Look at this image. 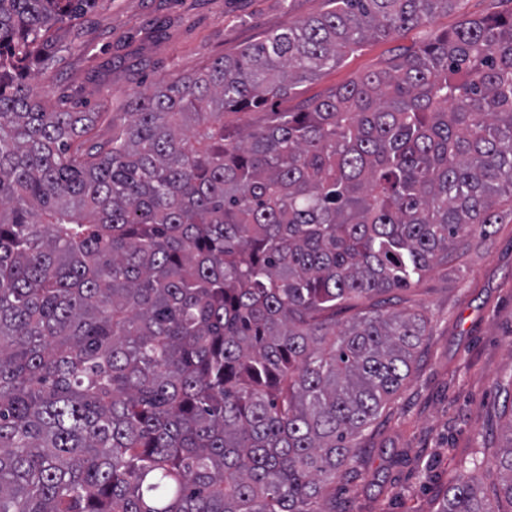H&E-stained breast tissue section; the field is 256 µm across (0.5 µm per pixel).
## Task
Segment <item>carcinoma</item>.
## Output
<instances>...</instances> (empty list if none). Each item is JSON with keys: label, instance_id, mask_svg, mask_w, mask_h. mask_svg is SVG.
Instances as JSON below:
<instances>
[{"label": "carcinoma", "instance_id": "1", "mask_svg": "<svg viewBox=\"0 0 512 512\" xmlns=\"http://www.w3.org/2000/svg\"><path fill=\"white\" fill-rule=\"evenodd\" d=\"M95 0H0V512H336L428 333L389 307L512 223V13L267 105L461 0H329L99 112L25 78ZM463 472L437 512H512Z\"/></svg>", "mask_w": 512, "mask_h": 512}]
</instances>
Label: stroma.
I'll return each instance as SVG.
<instances>
[{
    "instance_id": "35a3bbf8",
    "label": "stroma",
    "mask_w": 512,
    "mask_h": 512,
    "mask_svg": "<svg viewBox=\"0 0 512 512\" xmlns=\"http://www.w3.org/2000/svg\"><path fill=\"white\" fill-rule=\"evenodd\" d=\"M328 0H96L80 20L83 46L54 69L32 73L51 105L97 112V141L129 96L196 73L291 20L325 12ZM512 0H462L435 16V33L462 16L505 14ZM412 28L366 43L303 89L311 98L375 69L422 41ZM397 308L421 310L431 333L410 377L357 439L355 462L336 483L341 512H437L439 495L473 457L494 460L512 424V224L438 265L401 292ZM492 433L483 444L482 433Z\"/></svg>"
}]
</instances>
